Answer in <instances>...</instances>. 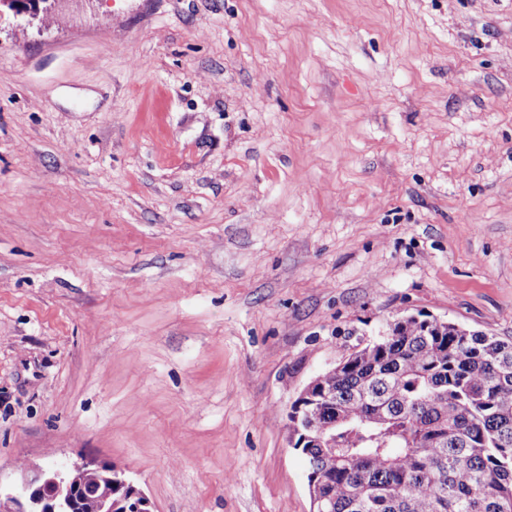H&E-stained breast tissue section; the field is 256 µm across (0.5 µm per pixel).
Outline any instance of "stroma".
<instances>
[{
	"mask_svg": "<svg viewBox=\"0 0 512 512\" xmlns=\"http://www.w3.org/2000/svg\"><path fill=\"white\" fill-rule=\"evenodd\" d=\"M418 313L512 340V0L0 19V491L313 512L293 403ZM82 472L89 473L79 476V483L87 488L92 487V493H95L86 500L82 509L83 512H96V497L103 496L108 492V487L99 480L96 473L113 489H132L130 495L119 505H113L112 499L117 501L121 494L112 495L113 490L109 495L100 497L97 512H152L149 499L125 477L121 470H118L111 463L88 459H81L70 465L49 468L36 473L21 485L18 496H6L7 502L17 505V509L5 507L0 491V511L79 512L83 500L88 495V490L75 482L74 475ZM120 505H124L123 510L116 511V508Z\"/></svg>",
	"mask_w": 512,
	"mask_h": 512,
	"instance_id": "stroma-1",
	"label": "stroma"
}]
</instances>
